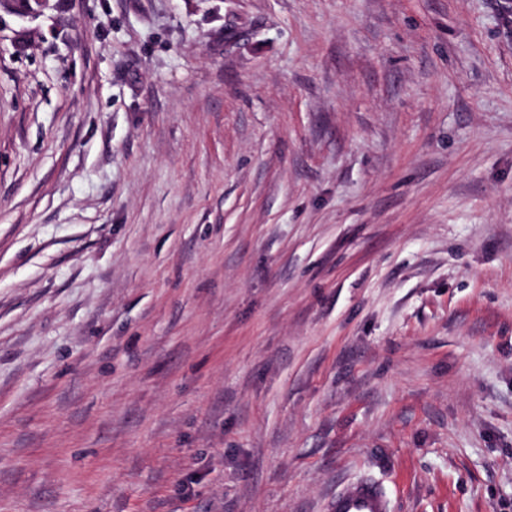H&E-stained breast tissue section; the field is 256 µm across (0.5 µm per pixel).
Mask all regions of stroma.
Masks as SVG:
<instances>
[{"label":"stroma","mask_w":512,"mask_h":512,"mask_svg":"<svg viewBox=\"0 0 512 512\" xmlns=\"http://www.w3.org/2000/svg\"><path fill=\"white\" fill-rule=\"evenodd\" d=\"M0 8V512H512V0ZM326 512H392L383 483L364 478L344 484L326 501Z\"/></svg>","instance_id":"1"}]
</instances>
